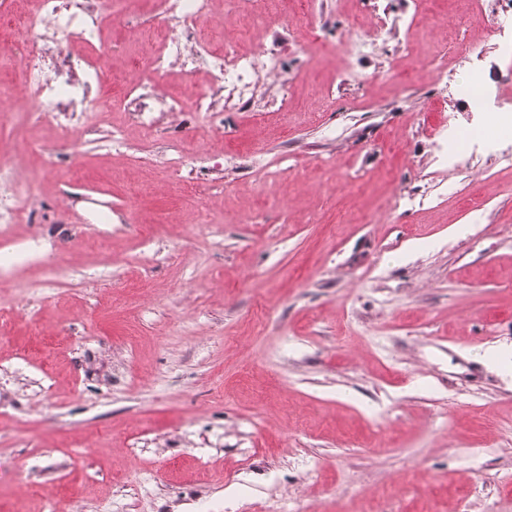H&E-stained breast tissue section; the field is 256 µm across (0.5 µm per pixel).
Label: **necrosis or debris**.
<instances>
[{
	"instance_id": "1",
	"label": "necrosis or debris",
	"mask_w": 512,
	"mask_h": 512,
	"mask_svg": "<svg viewBox=\"0 0 512 512\" xmlns=\"http://www.w3.org/2000/svg\"><path fill=\"white\" fill-rule=\"evenodd\" d=\"M155 11L169 31L171 39L161 49L153 50L146 67L139 74V98H151V111H217L225 88H233L239 100L250 101L255 85L251 80L257 65L276 69L278 60L265 47L241 55L233 49L211 50L193 36L198 21H208L213 28L224 29L223 13L214 9V0H154ZM112 0H35L32 10L23 16L0 8V41L22 70L20 90L29 101L30 116L38 122L59 121L62 138L70 146L71 156H78L92 131L88 104L101 99L107 61L116 51L104 30L112 19ZM82 43L88 52L76 55L74 43ZM189 73H204L207 87L191 102L156 96V80L172 64ZM13 154L0 153V182L8 181L9 193H0V223L23 224L33 219L37 203L36 185L16 176Z\"/></svg>"
}]
</instances>
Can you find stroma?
<instances>
[{
	"label": "stroma",
	"instance_id": "35a3bbf8",
	"mask_svg": "<svg viewBox=\"0 0 512 512\" xmlns=\"http://www.w3.org/2000/svg\"><path fill=\"white\" fill-rule=\"evenodd\" d=\"M113 17L79 164L15 119L37 263L0 283V512H512V168L449 131L512 98L473 0H272L253 106L125 112L152 0ZM390 31L341 76L348 26ZM198 156L176 193L168 160ZM73 194L72 204L59 199Z\"/></svg>",
	"mask_w": 512,
	"mask_h": 512
}]
</instances>
